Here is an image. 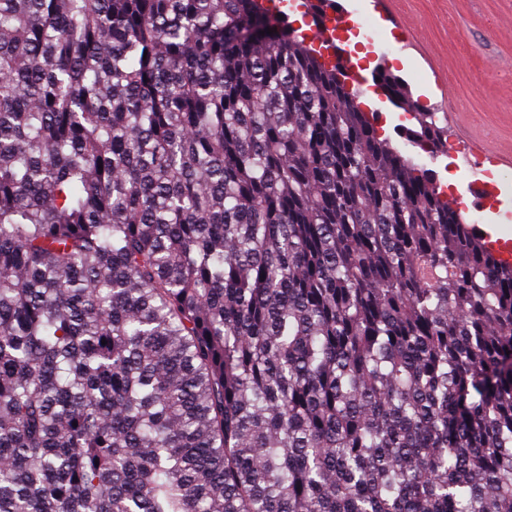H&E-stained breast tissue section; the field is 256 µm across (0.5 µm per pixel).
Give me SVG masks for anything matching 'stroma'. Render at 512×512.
<instances>
[{
    "label": "stroma",
    "instance_id": "obj_1",
    "mask_svg": "<svg viewBox=\"0 0 512 512\" xmlns=\"http://www.w3.org/2000/svg\"><path fill=\"white\" fill-rule=\"evenodd\" d=\"M410 26L414 47L383 21L371 0H348L355 18L367 19L373 38L351 37L352 61L365 72L382 66L400 77L411 98L438 125L454 114L466 130L512 150V0H388ZM362 104L374 112L379 133L419 167L433 173L445 197L467 196L469 172L460 154L426 152L403 129L417 128L411 113L366 91Z\"/></svg>",
    "mask_w": 512,
    "mask_h": 512
}]
</instances>
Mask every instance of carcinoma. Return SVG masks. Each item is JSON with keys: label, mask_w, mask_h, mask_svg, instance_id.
Segmentation results:
<instances>
[{"label": "carcinoma", "mask_w": 512, "mask_h": 512, "mask_svg": "<svg viewBox=\"0 0 512 512\" xmlns=\"http://www.w3.org/2000/svg\"><path fill=\"white\" fill-rule=\"evenodd\" d=\"M0 512H512V265L260 0H0Z\"/></svg>", "instance_id": "obj_1"}]
</instances>
